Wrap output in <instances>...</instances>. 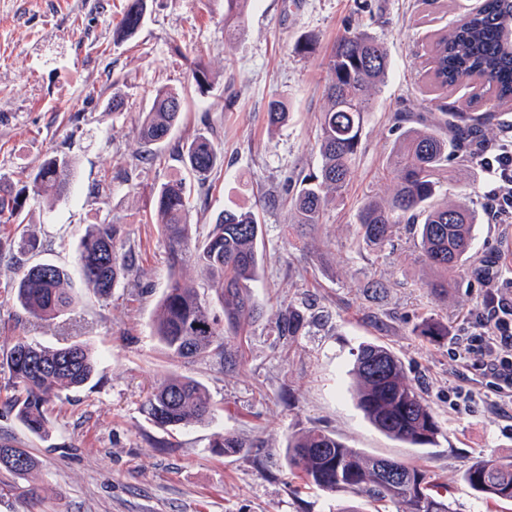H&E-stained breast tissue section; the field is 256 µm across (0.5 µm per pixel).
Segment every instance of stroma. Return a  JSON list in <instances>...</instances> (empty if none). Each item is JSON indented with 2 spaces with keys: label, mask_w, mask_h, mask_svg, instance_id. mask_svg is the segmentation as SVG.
Returning a JSON list of instances; mask_svg holds the SVG:
<instances>
[{
  "label": "stroma",
  "mask_w": 512,
  "mask_h": 512,
  "mask_svg": "<svg viewBox=\"0 0 512 512\" xmlns=\"http://www.w3.org/2000/svg\"><path fill=\"white\" fill-rule=\"evenodd\" d=\"M126 0H0V176L25 179L51 155L71 162L60 199L28 200L25 229L43 244L21 255L9 242L14 225L0 224V349L25 336L46 346L79 341L99 355L83 387L48 405L52 435H31L10 411L0 374V442L24 444L40 466L32 475L44 500L39 512H336L356 505L350 493L295 492L283 461L287 435L331 431L353 448L435 472L448 489L451 512H512V504L479 498L462 479L478 458L512 455V422L482 399L485 381L451 359V337L466 332L480 303L479 272L512 274L503 258L512 235L478 226L470 261L457 271L447 302L425 283L417 243L397 229L389 243L361 245L356 215L368 198L389 199L384 171L397 134L398 112L431 120L444 112L488 114L483 145L512 134V107L497 105L479 81L439 88L431 81L434 40L478 9L482 0H252L243 32L224 38V0H155L133 38L114 44ZM364 30L384 44L390 65L367 116L352 180L330 202L320 224H292L283 205L286 177L315 170L318 120L326 105L324 54L345 30ZM319 38L316 53H296L303 36ZM215 76L200 93L190 76L194 58ZM183 91L187 110L160 159L142 161L136 129L154 89ZM124 105L112 108L114 89ZM233 106H225L227 96ZM284 102L288 122L267 127L270 100ZM203 129L224 149L207 202H192L193 232L206 234L227 208L258 211L263 267L253 324L235 371L171 362L152 336L156 306L167 286V248L147 208L161 183L183 175L178 144ZM486 174L476 162L451 167L440 197L484 211ZM121 224L134 268L103 299L84 288L77 254L87 225ZM65 267L78 301L54 320L31 317L13 300L19 264ZM383 288L368 296L363 287ZM305 308L301 336L280 340L274 320L288 305ZM448 326L447 338L419 335L425 320ZM374 342L401 360L431 405L442 434L436 446L411 448L375 429L357 408L350 371L358 346ZM199 381L216 408L213 421L161 427L141 406L169 372ZM479 392L470 409H455L456 390ZM230 430L256 450L226 454L212 447Z\"/></svg>",
  "instance_id": "obj_1"
}]
</instances>
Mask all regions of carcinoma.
Listing matches in <instances>:
<instances>
[{"mask_svg": "<svg viewBox=\"0 0 512 512\" xmlns=\"http://www.w3.org/2000/svg\"><path fill=\"white\" fill-rule=\"evenodd\" d=\"M252 0H224V33L240 31ZM148 0H127L118 37L132 38L139 29ZM512 23V0H485L474 13L439 36L432 48V71L442 86L477 79L502 104L512 102V48L502 46L504 28ZM389 66L383 44L365 31H345L325 61L327 106L320 118L316 147L320 165L287 187L294 223H320L328 201L348 185L362 148L365 117L373 111L374 94ZM191 79L199 87L210 84L206 64L195 60ZM183 112V98L174 88L160 87L137 131L140 144L151 152L168 138ZM272 126L288 121L280 100L267 107ZM484 116L450 112L443 119L448 133L435 124L405 127L394 141L386 168L395 181L393 196L366 201L357 213L358 234L368 247H379L399 224L413 231L419 259L435 277L427 283L439 300L448 297V281L472 258L477 211L439 199L440 176L470 155L469 143L481 132ZM179 161L197 180L198 195L209 194V177L219 167L223 151L212 137L197 133L178 153ZM70 161L53 155L44 160L32 179L34 192L54 197L67 193ZM27 186L0 190V224H13L22 215ZM190 192L183 179L169 180L155 191L151 221L163 236L172 274L153 321V336L172 359L235 369L243 338L261 315L254 295L259 281L262 225L245 209L222 211L205 237L193 236ZM121 227L111 222L90 224L77 256L86 288L101 298L130 269L120 251ZM192 265L203 289L182 281L179 271ZM19 305L37 319L53 320L76 302L67 270L51 263L21 267L14 285ZM307 325L305 311L289 306L278 316L277 336L293 339ZM97 354L82 342L43 346L18 338L0 353V370L20 395L13 400L16 417L28 432L42 440L51 436L44 404L66 390L78 389L96 373ZM353 394L358 408L381 433L414 448L437 444L439 423L402 363L389 349L370 342L359 345L352 367ZM142 412L161 427H186L212 419V405L199 382L169 374L145 400ZM212 447L236 453L252 447L231 431L214 434ZM284 456L289 473L327 494L350 492L374 502L397 505V512H450L436 474L403 460L381 458L351 448L335 434L312 428L288 436ZM38 466L26 448L0 444V496L13 495L30 507L41 499L39 487L24 483ZM463 481L485 500L512 502V457L478 460L463 472Z\"/></svg>", "mask_w": 512, "mask_h": 512, "instance_id": "1", "label": "carcinoma"}]
</instances>
